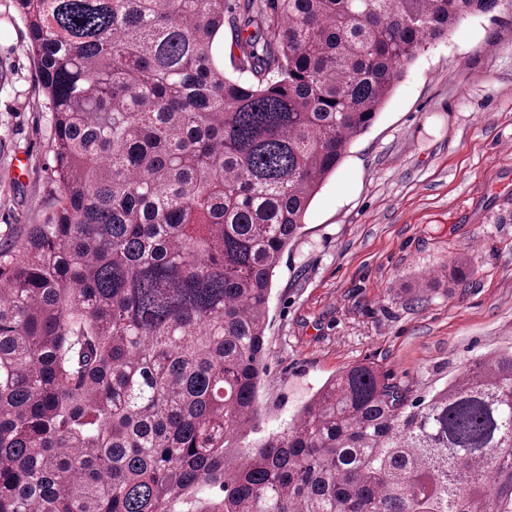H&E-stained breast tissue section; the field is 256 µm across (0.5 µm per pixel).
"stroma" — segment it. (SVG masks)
Wrapping results in <instances>:
<instances>
[{
    "label": "stroma",
    "instance_id": "obj_1",
    "mask_svg": "<svg viewBox=\"0 0 512 512\" xmlns=\"http://www.w3.org/2000/svg\"><path fill=\"white\" fill-rule=\"evenodd\" d=\"M27 30L0 0V229L40 223L49 115ZM512 11L475 14L421 49L312 201L273 278L259 391L282 432L324 382L371 362L425 396L512 346ZM26 158L15 169L16 158ZM465 280L418 287L457 259Z\"/></svg>",
    "mask_w": 512,
    "mask_h": 512
}]
</instances>
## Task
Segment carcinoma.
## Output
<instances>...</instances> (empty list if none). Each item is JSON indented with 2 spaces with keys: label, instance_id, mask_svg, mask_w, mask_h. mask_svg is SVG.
I'll use <instances>...</instances> for the list:
<instances>
[{
  "label": "carcinoma",
  "instance_id": "1",
  "mask_svg": "<svg viewBox=\"0 0 512 512\" xmlns=\"http://www.w3.org/2000/svg\"><path fill=\"white\" fill-rule=\"evenodd\" d=\"M17 4L60 194L0 235V512H512L511 350L428 399L354 364L249 440L311 201L416 53L512 0Z\"/></svg>",
  "mask_w": 512,
  "mask_h": 512
}]
</instances>
